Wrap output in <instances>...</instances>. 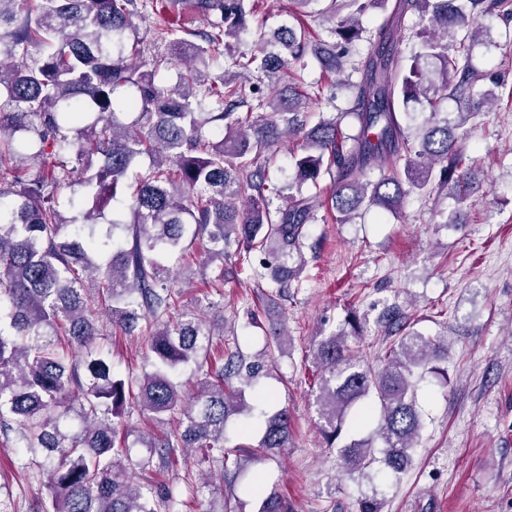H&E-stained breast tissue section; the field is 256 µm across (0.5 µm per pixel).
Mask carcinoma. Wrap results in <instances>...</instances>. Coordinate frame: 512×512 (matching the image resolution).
Masks as SVG:
<instances>
[{
  "label": "carcinoma",
  "instance_id": "cac0c4a2",
  "mask_svg": "<svg viewBox=\"0 0 512 512\" xmlns=\"http://www.w3.org/2000/svg\"><path fill=\"white\" fill-rule=\"evenodd\" d=\"M294 0L296 23L270 29L253 49L238 50L248 23L265 0H0V166L8 167L13 195L0 202V432L13 437L20 468L46 489L43 512H177L169 493L133 480L129 470H165L177 452L197 448L210 489L224 478L228 422L258 431L256 448L283 454L290 443L288 411H260L245 400L266 365L237 350L219 366L207 355L214 331L198 308H180L167 262L185 259L187 235L202 234L207 260L236 264L258 280L286 288L301 274L302 248L317 211L329 206L342 224L376 207L394 213L414 191L432 185L464 200L472 166L465 152L471 113L489 111L499 96L483 89L466 43L481 35L476 21L504 0ZM151 8L161 21L157 40L169 55L147 58L135 19ZM383 12L376 35L357 61L363 17ZM417 15L422 30L409 57L387 49L395 33ZM330 24L332 41L315 38L302 22ZM201 17L208 28L188 31ZM243 74L209 72L218 46ZM315 59L325 73L346 67L361 79L345 80L351 106L311 125L309 108L325 95L320 82L298 86L291 65ZM180 65L164 86L158 68ZM459 101L456 119L443 104ZM429 109L415 124L409 104ZM270 114L262 115L264 109ZM292 139L297 186L308 196H281L266 165L275 146ZM153 159L147 169L143 156ZM101 162H93V157ZM380 170L375 181L366 172ZM333 191L322 199L320 181ZM136 189L131 219L112 212L117 195ZM82 192L91 206L60 219L64 190ZM0 189V199L7 194ZM112 328L147 331V365L141 376L117 375L104 352L100 315ZM395 337L384 364H361L350 341L357 327L323 338L313 351L315 403L321 427L335 439L353 423L378 415L380 462L398 474L412 460L422 429L416 378L447 355V339L425 336L400 311L388 314ZM199 375L193 403L184 406L180 369ZM238 385H232V380ZM159 418L182 414L179 428L162 438L141 437L147 455L134 458L124 422L129 399ZM343 458L350 472L375 460L370 439H352ZM255 512H289L277 488L257 482L246 489Z\"/></svg>",
  "mask_w": 512,
  "mask_h": 512
}]
</instances>
